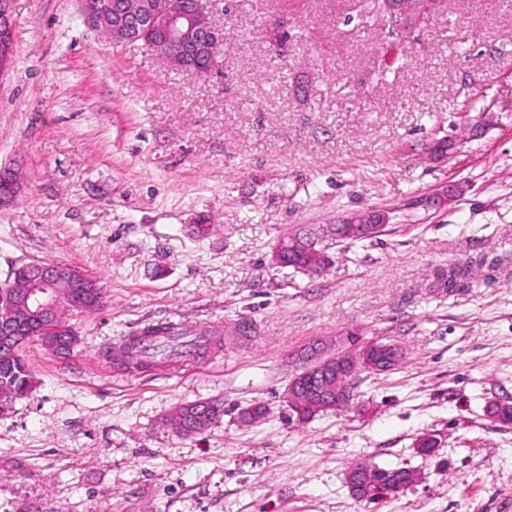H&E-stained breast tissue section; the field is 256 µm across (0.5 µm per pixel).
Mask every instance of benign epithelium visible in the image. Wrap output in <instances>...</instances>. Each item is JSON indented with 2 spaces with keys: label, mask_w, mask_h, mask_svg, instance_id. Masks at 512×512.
<instances>
[{
  "label": "benign epithelium",
  "mask_w": 512,
  "mask_h": 512,
  "mask_svg": "<svg viewBox=\"0 0 512 512\" xmlns=\"http://www.w3.org/2000/svg\"><path fill=\"white\" fill-rule=\"evenodd\" d=\"M377 11L389 19L390 34L400 39L407 32L419 27L426 15L430 14L434 0H375ZM112 7V17L123 41L138 40L142 28L155 31L160 44L154 47L162 62L193 77L208 76L220 68L218 47L222 34L213 25L206 0H83L86 20L106 7ZM15 22L11 15L10 0H0V77L11 67ZM385 224L384 215L371 214L365 217L331 226L323 233L311 231L302 238L290 236L280 240L275 259L290 258L303 252H312L321 261L305 266L311 273L318 274L329 258L323 242H341L357 234L370 237L381 232ZM63 273L61 265L32 264L29 280L31 288L17 295L10 290L0 291V304L23 308L38 317H46L55 309L53 285ZM401 356V348L394 342L380 340L362 341L352 337L345 351H333L331 343L317 338L304 345L298 352L301 361L299 371L289 381L283 401L295 419L314 417L322 411L339 405L344 396L334 389V382L346 381L362 370L385 372ZM349 477L346 483L351 494L368 499L379 495L381 488L364 489L360 474Z\"/></svg>",
  "instance_id": "1"
}]
</instances>
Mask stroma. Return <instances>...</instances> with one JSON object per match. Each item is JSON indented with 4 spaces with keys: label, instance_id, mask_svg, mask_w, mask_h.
I'll use <instances>...</instances> for the list:
<instances>
[{
    "label": "stroma",
    "instance_id": "stroma-1",
    "mask_svg": "<svg viewBox=\"0 0 512 512\" xmlns=\"http://www.w3.org/2000/svg\"><path fill=\"white\" fill-rule=\"evenodd\" d=\"M208 6L222 66L195 78L102 36L81 0H12L0 168L25 179L0 208V281L69 264L103 305L71 316L70 356L23 351L35 386L0 416V512H512V424L486 412L512 403V0H438L388 71L387 29L360 0ZM369 212L383 231L331 247L321 274L273 258L286 234ZM482 256L497 271L449 291L441 271ZM168 322L221 344L140 373L106 358ZM351 329L403 363L359 373L347 408L292 420L295 352ZM196 400L223 417L177 432ZM253 404L264 417L242 423ZM356 463L420 479L361 501ZM205 400L182 404L176 408L170 418L171 425L184 435L198 434L208 429L224 414L221 403L207 406Z\"/></svg>",
    "mask_w": 512,
    "mask_h": 512
}]
</instances>
